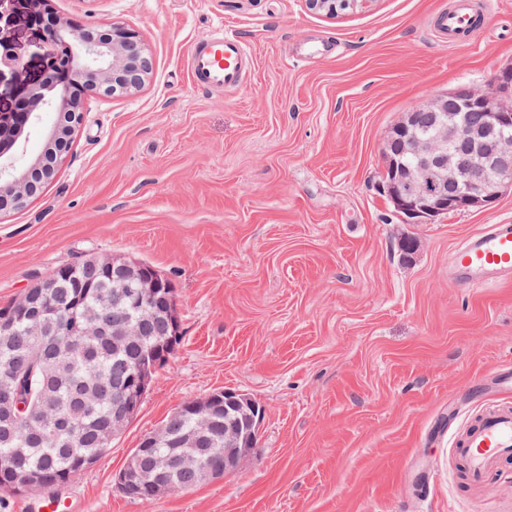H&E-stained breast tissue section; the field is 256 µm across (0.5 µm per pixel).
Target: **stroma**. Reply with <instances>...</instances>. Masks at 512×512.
Here are the masks:
<instances>
[{"label": "stroma", "mask_w": 512, "mask_h": 512, "mask_svg": "<svg viewBox=\"0 0 512 512\" xmlns=\"http://www.w3.org/2000/svg\"><path fill=\"white\" fill-rule=\"evenodd\" d=\"M448 0H369L335 17L305 0H53L82 24L136 29L152 69L90 99L55 177L0 215V307L95 253L153 266L175 289L181 340L110 450L51 497L79 512H497L505 477L471 488L453 447L491 405L512 406V283L448 279L453 251L512 222L490 208L405 224L383 191L386 131L429 97L484 90L512 67V0L480 43L433 36ZM28 0L0 30L28 63L0 77L10 107L35 78ZM251 46L228 93L193 86L192 45L215 25ZM414 240L412 254L401 245ZM230 388L265 410L224 477L143 501L117 482L141 438L183 403Z\"/></svg>", "instance_id": "stroma-1"}]
</instances>
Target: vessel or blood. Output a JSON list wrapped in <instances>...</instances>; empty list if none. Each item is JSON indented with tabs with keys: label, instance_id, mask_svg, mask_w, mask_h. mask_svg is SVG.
<instances>
[{
	"label": "vessel or blood",
	"instance_id": "1",
	"mask_svg": "<svg viewBox=\"0 0 512 512\" xmlns=\"http://www.w3.org/2000/svg\"><path fill=\"white\" fill-rule=\"evenodd\" d=\"M439 42L472 45L477 40L474 0H451L434 16ZM254 56L238 35L216 31L197 40L187 58V70L198 88L221 92L239 88ZM512 278V224H492L471 235L454 250L448 279L463 288H487ZM466 476L474 487L484 485L506 462L512 461V408H491L470 425L457 442Z\"/></svg>",
	"mask_w": 512,
	"mask_h": 512
}]
</instances>
